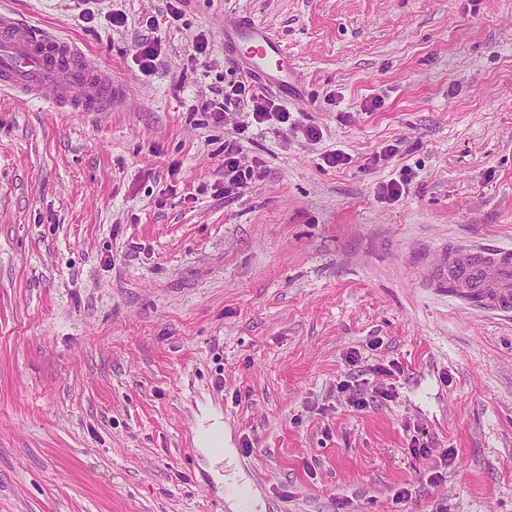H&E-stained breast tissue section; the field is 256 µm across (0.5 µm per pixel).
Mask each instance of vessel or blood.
I'll list each match as a JSON object with an SVG mask.
<instances>
[{"label": "vessel or blood", "mask_w": 512, "mask_h": 512, "mask_svg": "<svg viewBox=\"0 0 512 512\" xmlns=\"http://www.w3.org/2000/svg\"><path fill=\"white\" fill-rule=\"evenodd\" d=\"M224 53L260 86H294L291 58L254 21L224 18ZM46 100L65 112H108L121 94L98 60L74 43L0 9V92ZM429 288L496 315L512 313V247L452 241L430 266Z\"/></svg>", "instance_id": "b4317fda"}]
</instances>
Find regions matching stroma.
<instances>
[{"instance_id": "1", "label": "stroma", "mask_w": 512, "mask_h": 512, "mask_svg": "<svg viewBox=\"0 0 512 512\" xmlns=\"http://www.w3.org/2000/svg\"><path fill=\"white\" fill-rule=\"evenodd\" d=\"M162 6L0 0L126 96L0 95V512H234L235 472L257 512H512V320L416 265L452 239L512 247V0H182L147 27ZM228 14L300 79L273 96L293 125L242 140L258 174L229 197L245 114L198 108L240 75ZM358 377L391 397L350 407ZM212 413L231 462L196 442ZM241 146L237 140L224 143V194L237 195L243 192L252 183L256 175L253 165L241 162Z\"/></svg>"}]
</instances>
